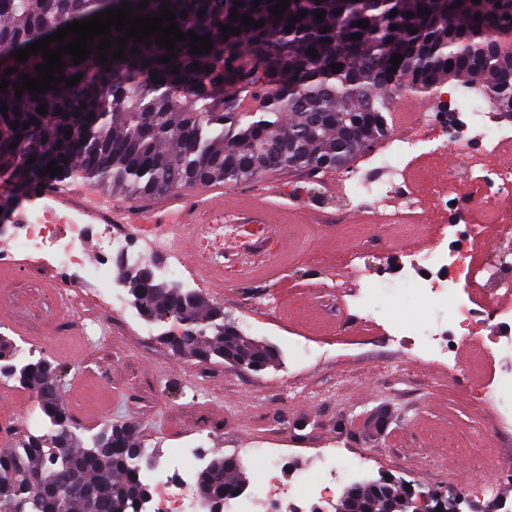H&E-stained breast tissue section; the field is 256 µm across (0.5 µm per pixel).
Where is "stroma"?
Returning a JSON list of instances; mask_svg holds the SVG:
<instances>
[{
    "label": "stroma",
    "mask_w": 512,
    "mask_h": 512,
    "mask_svg": "<svg viewBox=\"0 0 512 512\" xmlns=\"http://www.w3.org/2000/svg\"><path fill=\"white\" fill-rule=\"evenodd\" d=\"M350 170L378 176L362 153L346 170H272L214 184L218 195L240 203L267 194L288 239L287 249L269 247L279 279L224 276L203 292L247 336L277 350L274 366L249 372L175 350L177 320L151 325L127 306H101L89 291L50 303L42 266L0 276L9 286L0 334L44 349L62 370L63 401L89 392L72 412L82 440L128 426L160 463L172 448L202 447L210 456L282 448L291 453L279 469L284 487L300 472L320 473V449L339 448L355 464L357 480L388 477L420 497L460 492L481 512H512V483L499 482L482 457L483 448H498L512 463V430L499 426L485 400L473 348L460 347L455 365L442 372L417 357L411 337L363 344L354 334L345 309L359 283L336 263L363 242L333 222ZM348 206L375 218L371 243L392 267L401 251L423 248L434 230L424 221L413 231L392 222L391 206ZM263 291L274 295L273 309L259 306ZM319 342L332 351L331 362L313 364L300 355L299 344ZM451 444L468 449L466 460L443 455Z\"/></svg>",
    "instance_id": "obj_1"
}]
</instances>
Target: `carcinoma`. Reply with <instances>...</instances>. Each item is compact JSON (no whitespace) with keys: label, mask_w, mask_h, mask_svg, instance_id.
Masks as SVG:
<instances>
[{"label":"carcinoma","mask_w":512,"mask_h":512,"mask_svg":"<svg viewBox=\"0 0 512 512\" xmlns=\"http://www.w3.org/2000/svg\"><path fill=\"white\" fill-rule=\"evenodd\" d=\"M124 1L142 2L0 0V80L10 81L0 91V104L8 105L0 111V174L20 187L82 177L134 199L214 181L237 183L274 169L344 167L391 133L395 89L429 99L455 83L487 100L493 111L512 113V48L505 46L512 0H289L280 17L269 10L279 0H259L256 8L254 0H149L133 14H157L168 1L175 14L188 12L176 18L180 30L210 34L212 50L194 55L179 41L178 56L158 63L166 49L130 41L124 59L108 57V70L96 53L79 65L65 55L63 76L80 73V82L15 96L13 84L24 74L37 76L35 67L44 60L38 54L18 62L12 51ZM234 10L265 24L233 21ZM302 10L307 15L286 31ZM319 10L325 12L321 21L315 16ZM360 20L369 28L357 26ZM222 24L241 34L223 37ZM357 33L361 39L351 40ZM396 53L403 59L395 71ZM195 62L197 70L191 69ZM333 63L343 67L337 71ZM173 66L178 73H171ZM11 67L17 71L4 76ZM154 72L165 82L154 83ZM41 104L44 115L37 112ZM52 161L62 173L44 171ZM128 293L149 324L167 317L188 322L178 343L205 361L222 363L224 353L233 352L249 370L270 359L265 345L194 290L136 278ZM58 374L46 359L24 356L0 336V375L35 392L48 427L0 451V512H139L135 504L147 496L142 466L152 463V454L128 427H106L82 446L60 401ZM247 484L241 463L222 455L196 481L201 501L232 498ZM397 493L395 486L363 484L352 512H384V503Z\"/></svg>","instance_id":"obj_1"}]
</instances>
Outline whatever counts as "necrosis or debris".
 <instances>
[{"label":"necrosis or debris","mask_w":512,"mask_h":512,"mask_svg":"<svg viewBox=\"0 0 512 512\" xmlns=\"http://www.w3.org/2000/svg\"><path fill=\"white\" fill-rule=\"evenodd\" d=\"M457 111L463 112L468 136L458 140L446 136L444 144H436L429 136L411 132L392 140L386 153L375 156L374 162L385 180L377 184L348 176L344 188L349 195L364 199L394 198L408 210L419 207L421 201L444 209L452 208L451 220L438 229L432 246L424 250L403 252L402 261L393 277L404 282L414 280L418 296L435 308L437 317L416 333L413 345L417 354L428 363L447 368L453 361L455 347L472 342L481 343L485 351L501 349L499 337L483 335L485 323L500 320L512 324V306L500 303L503 295L512 294V264L481 262L470 259V248H484L485 232L482 224L470 222L473 211L493 212L501 239L512 238V213L503 204L512 199V164L498 161L497 156L506 144H512V124L504 125L492 119L484 103L476 98L458 102ZM456 151L458 162L451 171L455 183L468 187V195L449 202L447 194L421 197L416 188L407 186L404 174L411 162L430 157L441 147ZM100 243V256L94 265H87L82 244L88 236ZM467 237V247L448 248V239ZM15 252H0V268L14 269L17 254L33 257L36 263L53 270L65 290L81 293L92 289L99 301L111 306L121 296L112 283V261L117 254H125L135 261H148L157 253L164 254V271H181L188 280L198 281L199 269H212L218 256L215 243L223 241V233L206 239L197 265L190 266L184 257L160 237H149L123 224H71L59 229L55 224H22L13 235ZM374 286L358 288L351 295L349 305L360 332H374L392 338L404 331L403 321L388 313L375 301ZM205 455L200 448H178L168 457L164 467L148 470L143 480L148 495L141 503L142 512H196L195 479ZM265 460L267 480L247 497L228 501L225 512H280L278 503L277 463L273 451L250 448L247 462ZM340 456L331 451L322 456L323 464H336L325 481L312 483L308 475H301L296 486L290 488L293 498H317L332 502L342 482L350 476L352 465L340 464Z\"/></svg>","instance_id":"necrosis-or-debris-1"}]
</instances>
